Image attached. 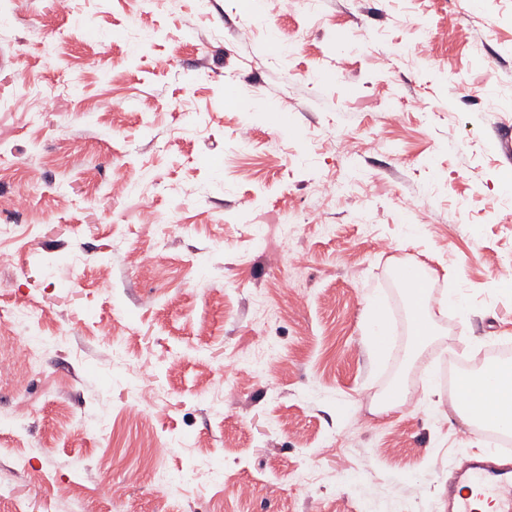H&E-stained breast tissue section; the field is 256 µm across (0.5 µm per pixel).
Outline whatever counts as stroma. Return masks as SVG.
<instances>
[{"instance_id": "1", "label": "stroma", "mask_w": 512, "mask_h": 512, "mask_svg": "<svg viewBox=\"0 0 512 512\" xmlns=\"http://www.w3.org/2000/svg\"><path fill=\"white\" fill-rule=\"evenodd\" d=\"M252 6L74 0L66 13L0 0V157L21 167L0 174V225L35 232L30 247L0 239L18 253L0 265V316L51 312L40 371L0 336V487L12 494L0 512L15 500L26 512H448L449 482L486 446L433 355L512 344V294L496 280L512 266V204L499 202L512 177V0H288L255 30L242 22ZM457 8L468 20L452 30ZM406 11L422 30L403 25ZM33 81L55 86L48 109L8 108ZM282 106L285 130L269 119ZM241 124L245 152L231 137ZM121 175L131 192H113ZM326 178L344 194L318 199ZM285 199L302 261L274 265ZM148 210L168 236L144 224ZM403 262L451 302L432 306L415 357ZM257 296L275 316L262 333ZM266 342L280 371H242L237 400H217L234 352ZM146 357L164 404L129 420ZM397 384L432 392L374 414ZM306 467L308 487L293 479ZM162 472L188 479L182 496H165ZM228 474L250 483L246 499ZM103 481L108 504L93 492Z\"/></svg>"}]
</instances>
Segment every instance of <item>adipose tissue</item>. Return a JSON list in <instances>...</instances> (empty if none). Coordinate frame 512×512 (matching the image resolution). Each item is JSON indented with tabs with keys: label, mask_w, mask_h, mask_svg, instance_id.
<instances>
[{
	"label": "adipose tissue",
	"mask_w": 512,
	"mask_h": 512,
	"mask_svg": "<svg viewBox=\"0 0 512 512\" xmlns=\"http://www.w3.org/2000/svg\"><path fill=\"white\" fill-rule=\"evenodd\" d=\"M461 410L467 423L512 429V369L484 368L460 385Z\"/></svg>",
	"instance_id": "1"
}]
</instances>
